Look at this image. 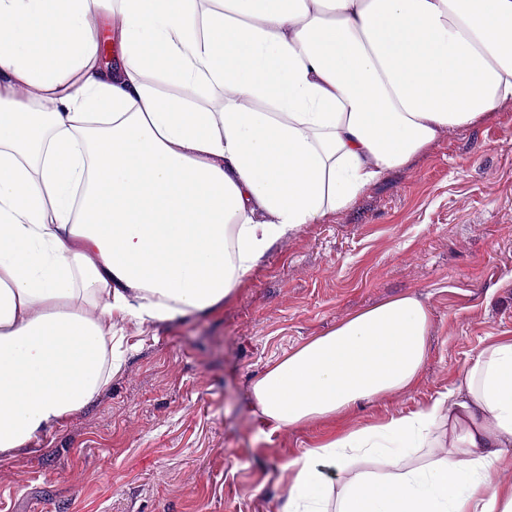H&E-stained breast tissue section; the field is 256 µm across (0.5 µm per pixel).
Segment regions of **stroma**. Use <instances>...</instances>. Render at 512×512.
Here are the masks:
<instances>
[{
  "instance_id": "35a3bbf8",
  "label": "stroma",
  "mask_w": 512,
  "mask_h": 512,
  "mask_svg": "<svg viewBox=\"0 0 512 512\" xmlns=\"http://www.w3.org/2000/svg\"><path fill=\"white\" fill-rule=\"evenodd\" d=\"M404 296L430 313L415 387L334 428L424 406L462 385L488 343L512 338V103L442 131L349 208L279 241L214 312L124 325L131 347L89 405L0 458V512H278L287 463L333 427L262 432L253 383Z\"/></svg>"
}]
</instances>
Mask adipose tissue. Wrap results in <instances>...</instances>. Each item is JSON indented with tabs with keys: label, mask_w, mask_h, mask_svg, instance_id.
<instances>
[{
	"label": "adipose tissue",
	"mask_w": 512,
	"mask_h": 512,
	"mask_svg": "<svg viewBox=\"0 0 512 512\" xmlns=\"http://www.w3.org/2000/svg\"><path fill=\"white\" fill-rule=\"evenodd\" d=\"M512 101V0H0V454L86 406L123 324L207 314L280 239ZM401 297L252 386L273 428L416 384ZM512 340L290 461L281 512H512ZM432 449L423 463L411 457ZM487 483L492 488L512 483V448L504 450L499 464L489 473Z\"/></svg>",
	"instance_id": "ef3b65f1"
}]
</instances>
